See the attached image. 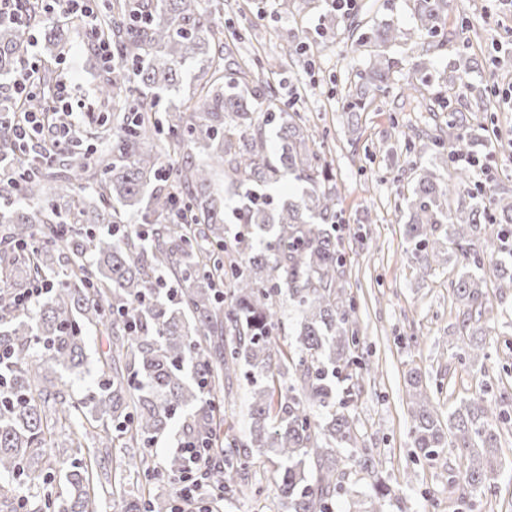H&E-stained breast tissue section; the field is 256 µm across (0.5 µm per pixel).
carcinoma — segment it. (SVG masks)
I'll return each instance as SVG.
<instances>
[{"mask_svg": "<svg viewBox=\"0 0 512 512\" xmlns=\"http://www.w3.org/2000/svg\"><path fill=\"white\" fill-rule=\"evenodd\" d=\"M312 7L314 0L277 2L292 17ZM23 8L25 23L0 22V76L24 67L26 37L42 39L44 54L57 58L84 29L77 17L53 18L42 0ZM95 9L117 57L98 85L112 103L108 152L94 162L76 144L57 169L19 147L16 96L0 98L7 172L0 194L18 198L0 212V512H100L114 495L120 512H169L162 486L184 470L183 453L159 469L147 453L175 419L184 444L224 443L218 478L226 492L241 491L236 476L255 448L277 459L271 482L282 512H330L339 498L346 512H382L392 488L366 451L357 466L368 491L348 501L343 451L358 447L360 431L352 412L334 406L337 382L351 378L343 371L355 364L359 328L336 237V183L317 125L274 95L265 73L276 64L236 54L210 0H99ZM448 10L449 0H411L412 31L374 23L352 41L351 50L368 51L371 60L342 98L349 131L399 64L389 46L415 39V71L432 68L448 42ZM351 17L348 9L330 10L323 29L350 28ZM320 36L286 41L280 59L304 57ZM468 48L454 63V100L441 103L446 129L418 147L444 165L464 140L467 113L492 111V91L464 81L478 67ZM197 59L203 66L193 91L171 114L162 101ZM427 82L408 88L414 112L426 102ZM270 124L274 146L264 136ZM220 176L240 198L243 224L230 241ZM290 178L306 184L298 197L274 203L257 192ZM467 183L461 173L445 181L436 169H421L406 198L405 235L425 273L450 255L461 260L450 288L462 307L463 358L475 362L488 358L492 313L483 272L500 292L512 289V260L497 258L506 250L502 231H512V193L481 195ZM124 214L140 223L122 226ZM25 278L49 279L53 288L24 304L15 287ZM224 285L230 303L222 310ZM283 295L299 312L292 355L276 341ZM93 328L108 337V355L77 396L72 382L89 373L84 349ZM226 332L224 351H210V337ZM241 370L255 383L244 440L217 429L224 383ZM407 382L413 447L432 458L449 446L466 458L451 481L460 499L490 491L512 394L489 398L480 388L444 422L421 376L412 372ZM315 406L330 413L319 419ZM122 439L142 449L125 471L153 486L146 498L98 475L99 456ZM73 446L84 451L52 453Z\"/></svg>", "mask_w": 512, "mask_h": 512, "instance_id": "obj_1", "label": "carcinoma"}]
</instances>
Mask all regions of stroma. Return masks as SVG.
I'll return each instance as SVG.
<instances>
[{
	"label": "stroma",
	"mask_w": 512,
	"mask_h": 512,
	"mask_svg": "<svg viewBox=\"0 0 512 512\" xmlns=\"http://www.w3.org/2000/svg\"><path fill=\"white\" fill-rule=\"evenodd\" d=\"M493 0H450L446 46L435 58V77L427 97L448 95L442 79L461 46L462 36L471 39L470 50L479 65L467 80L477 87L512 83V55H495L494 44L512 27V19L491 7ZM224 32L242 35V55L266 54L287 39L320 28L319 13L298 18L277 14L272 0H219ZM407 45L389 47V56L403 59L388 88L378 93L368 112L362 113L358 133H349L340 110L341 98L368 61L367 54L352 52L342 27L325 31L322 45L309 61L287 64L270 74L281 101L306 113L324 136V151L339 196L336 234L344 251V271L357 306L360 343L355 350L357 366L350 372L360 392L349 397L348 409L359 420L360 447L369 450L377 470L396 490L384 512H512V425L501 431L498 473L491 492L477 496L470 507L450 499L448 480L466 465L449 448L426 459L413 448L408 415L409 370H418L424 383L435 390L433 402L440 412L453 409L479 384L492 391L512 388V291L490 290L494 307L490 357L481 365H460L455 355L461 347L455 330L460 306L448 289L461 265L449 260L447 267L426 275L407 261L412 245L406 239L407 212L403 197L412 179L431 166L429 155L407 150L417 130L445 124L440 112L410 111L402 88L414 71L405 57ZM55 70L74 98L89 106L78 122L86 144L98 145L111 106L96 94L106 70L82 39H72ZM495 111L470 115L463 147L494 169V187L512 190V166L503 151L512 142V100L498 96ZM378 369L369 377L366 367ZM252 384L244 377L232 381L224 416L237 436L249 429ZM275 464L266 454H253L248 467L250 481L261 492L253 497L226 494L223 512H277L278 499L269 476ZM415 473L413 484H404V471Z\"/></svg>",
	"instance_id": "obj_1"
}]
</instances>
